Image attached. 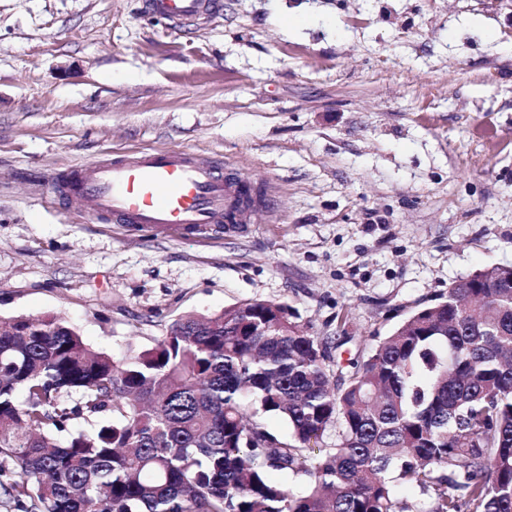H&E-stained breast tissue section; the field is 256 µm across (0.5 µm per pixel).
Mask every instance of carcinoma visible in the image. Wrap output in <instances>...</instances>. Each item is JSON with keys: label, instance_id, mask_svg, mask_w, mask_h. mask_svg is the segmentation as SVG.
Returning a JSON list of instances; mask_svg holds the SVG:
<instances>
[{"label": "carcinoma", "instance_id": "carcinoma-1", "mask_svg": "<svg viewBox=\"0 0 512 512\" xmlns=\"http://www.w3.org/2000/svg\"><path fill=\"white\" fill-rule=\"evenodd\" d=\"M1 324L0 497L20 512H512V266L449 285L344 368L262 299L181 315L122 358L57 316Z\"/></svg>", "mask_w": 512, "mask_h": 512}]
</instances>
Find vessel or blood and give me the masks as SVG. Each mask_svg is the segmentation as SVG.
<instances>
[{
	"mask_svg": "<svg viewBox=\"0 0 512 512\" xmlns=\"http://www.w3.org/2000/svg\"><path fill=\"white\" fill-rule=\"evenodd\" d=\"M149 16L193 26L214 9L213 0H146ZM64 198H79L102 222L201 235L240 223L246 193L223 165L189 150L153 149L102 158L60 174Z\"/></svg>",
	"mask_w": 512,
	"mask_h": 512,
	"instance_id": "1",
	"label": "vessel or blood"
}]
</instances>
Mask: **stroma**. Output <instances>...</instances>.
<instances>
[{
	"label": "stroma",
	"instance_id": "35a3bbf8",
	"mask_svg": "<svg viewBox=\"0 0 512 512\" xmlns=\"http://www.w3.org/2000/svg\"><path fill=\"white\" fill-rule=\"evenodd\" d=\"M144 0H0V316L93 349L179 316L292 307L339 361L512 265V0H218L179 29ZM190 149L259 189L218 235L102 224L65 169Z\"/></svg>",
	"mask_w": 512,
	"mask_h": 512
}]
</instances>
